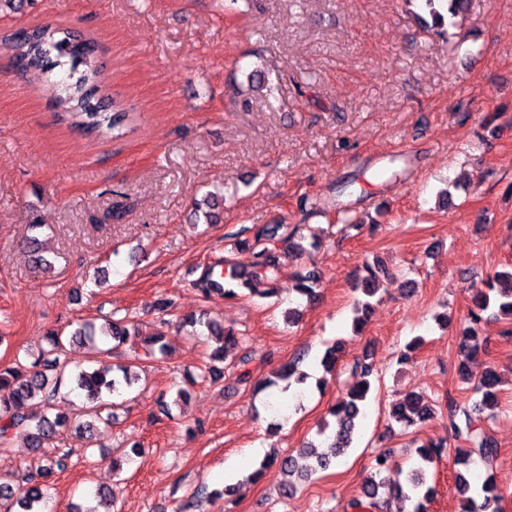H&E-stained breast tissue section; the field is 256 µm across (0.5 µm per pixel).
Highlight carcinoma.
<instances>
[{
	"label": "carcinoma",
	"mask_w": 512,
	"mask_h": 512,
	"mask_svg": "<svg viewBox=\"0 0 512 512\" xmlns=\"http://www.w3.org/2000/svg\"><path fill=\"white\" fill-rule=\"evenodd\" d=\"M432 19V27L445 24L456 25V19L468 8V0H424ZM19 65L29 71L31 78L49 77L54 74L56 89L55 105L64 109L71 119V125L88 137L111 136L119 138L127 134L131 122V113L125 111L115 101L99 93L95 82L97 73L93 45L80 36L67 30L49 26L20 28L11 37ZM297 230L287 232L284 225L274 224L253 229L252 240L246 242L254 261L249 271L230 276L240 279L248 285L251 281H273L278 273L274 250L280 243L288 248L306 251L302 239L296 238ZM365 275L360 280L362 292L371 297L378 291L377 271L369 264L364 267ZM296 291L311 301L315 298L317 276L311 271L295 274ZM195 287L204 297L212 295H231L233 291L224 290L223 284L215 278L214 269H207L196 280ZM472 306L468 314L467 325L461 332L460 375H466V360L477 352L478 329L484 320V313L490 308L512 317V271L497 272L488 277L484 287L476 289L471 299ZM187 322L193 326L205 328L220 347L214 352L213 359L222 361V351L239 345L241 337L230 327L191 315ZM140 336V332L130 322L123 319H111L98 329L94 324L82 323L69 336L61 331H52L46 336L47 347L38 353L29 354V359L15 358L6 366L0 367V446H7L14 433H26L30 446L39 450L54 439L60 428L67 425L65 416L52 414L62 389L70 384L85 393L89 406L83 411L85 420L79 428L92 435L102 434L112 423V414H104L112 403L105 397L119 391L122 386H130L129 367L107 363L111 349L106 347L112 342L118 347ZM80 344L91 355V362L98 365L93 370L73 372L68 368L65 358L66 342ZM352 375L356 384L330 410L336 418L334 436L321 453L315 449L301 448L296 455L284 458L280 471L284 476L285 490L293 489L292 479L307 480L319 471L329 469L336 458L342 455L352 442L356 420L360 414V402L366 399L371 388L370 377H379L375 366L366 361L356 363ZM304 381L298 374V366L292 362L283 366L272 379L259 383L260 387H269L280 381ZM497 375L488 371L477 386L482 393L479 411H494L496 405L495 387ZM453 418L449 422V432L453 439L467 445L462 457L455 464L462 465L466 471H457L455 490L461 501L458 512H499L501 495L488 473L476 485L470 472V462L479 459L485 466L493 465L498 448L482 424L480 416L474 415L466 405L451 402ZM434 414L433 406L421 394L409 393L392 409V419L404 428H409L428 420ZM69 448H56L46 458V464L36 471H27L21 475L0 479V501L5 500L17 505L21 512H40V505L48 494L43 478L54 470L66 468L71 457ZM418 464L406 475L404 481L389 482L386 473L393 463L390 456L382 454L375 458L374 472L365 483L364 494L374 500L379 489L386 488L389 493L401 497L412 504V512H429L433 498V488L426 485L425 466L436 463L445 454V444L429 443L417 450Z\"/></svg>",
	"instance_id": "carcinoma-1"
}]
</instances>
